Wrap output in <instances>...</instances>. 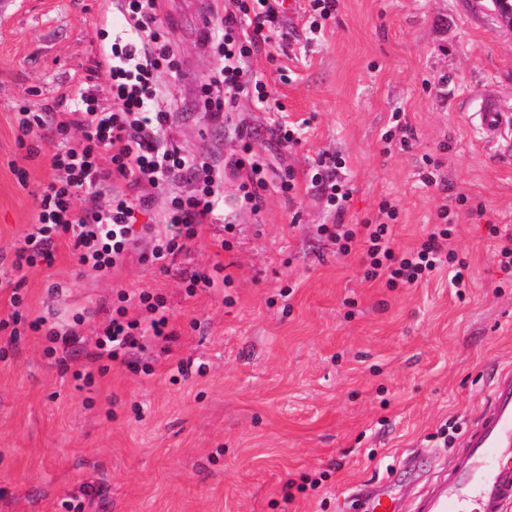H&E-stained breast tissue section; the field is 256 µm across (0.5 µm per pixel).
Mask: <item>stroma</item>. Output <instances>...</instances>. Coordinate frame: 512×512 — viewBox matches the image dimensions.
I'll list each match as a JSON object with an SVG mask.
<instances>
[{
	"label": "stroma",
	"mask_w": 512,
	"mask_h": 512,
	"mask_svg": "<svg viewBox=\"0 0 512 512\" xmlns=\"http://www.w3.org/2000/svg\"><path fill=\"white\" fill-rule=\"evenodd\" d=\"M289 2L290 40L252 67L304 122L295 145L266 133L271 116L252 101L218 127L199 100L217 60L197 24L231 0H208L203 16L188 0L161 4L181 69L159 74L178 101L172 141L202 160L246 147L268 165L255 206L225 178L232 231L204 225L167 273L141 262L146 239L109 274L60 244L49 265L0 263V324L16 292L28 319L16 336L0 327V512H370L381 492L395 512H418L486 407L492 368H512V282L487 232L512 229V164L475 118L486 103L512 113V32L491 0H338L314 38L308 0ZM122 24L115 0H14L0 15V254L21 246L51 179L47 155L18 147L16 112L88 79L107 92L95 60ZM325 152L355 186L347 222L395 201L400 248L451 204L466 288L447 267L391 289L364 279L360 252L337 255L317 234L334 216L308 180ZM433 170L445 187L424 184ZM216 263L228 284L187 296L180 271ZM121 288L164 296L172 334L143 338L122 362L93 359ZM39 317L80 342L48 356L49 336L28 326Z\"/></svg>",
	"instance_id": "stroma-1"
}]
</instances>
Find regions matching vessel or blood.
<instances>
[{
  "label": "vessel or blood",
  "mask_w": 512,
  "mask_h": 512,
  "mask_svg": "<svg viewBox=\"0 0 512 512\" xmlns=\"http://www.w3.org/2000/svg\"><path fill=\"white\" fill-rule=\"evenodd\" d=\"M478 119L486 140L512 154V114L490 103ZM421 512H512V369L495 372L463 460L424 498Z\"/></svg>",
  "instance_id": "obj_1"
}]
</instances>
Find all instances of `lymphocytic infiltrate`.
Listing matches in <instances>:
<instances>
[{
	"instance_id": "1",
	"label": "lymphocytic infiltrate",
	"mask_w": 512,
	"mask_h": 512,
	"mask_svg": "<svg viewBox=\"0 0 512 512\" xmlns=\"http://www.w3.org/2000/svg\"><path fill=\"white\" fill-rule=\"evenodd\" d=\"M235 3V9L204 34L205 44L220 56L202 86L205 109L218 123L241 96L255 98L268 112L279 107L262 77L253 72L250 58L272 39L287 40L286 31L274 28L283 0ZM158 6L159 0H122L125 27L111 44L102 46L95 62L96 71L109 82V102L82 86L61 97L58 111L25 106L17 112V142L25 146L28 156L39 155L41 140L51 141L53 179L41 196L23 246L15 252V270L51 262L54 246L63 242L80 265L109 272L121 263L135 240L148 236L153 247L147 262L166 272L202 225L222 221L225 172L241 176L240 188L247 201H255L258 188L264 187L263 166L253 157L236 154L201 162L170 139L172 112L162 102L157 72L162 65H173L175 55L157 26ZM342 166L329 153L315 163L310 185L326 199L335 217L334 223L319 225L318 233L336 245L341 255L361 248L366 280L392 289L408 288L457 262L456 227L447 207L439 208L424 239L407 250L395 246L398 207L390 201L380 202L374 219L345 223L355 187L341 176ZM117 179L135 187L146 183L155 188L180 180L191 190L171 198L160 224L140 226L137 211L154 207L155 197L131 198L113 190ZM118 300L108 328L95 342L97 357L112 361L139 348L142 337L164 336L168 327L162 297L142 290L120 293ZM132 305L145 310L146 319L129 318Z\"/></svg>"
}]
</instances>
